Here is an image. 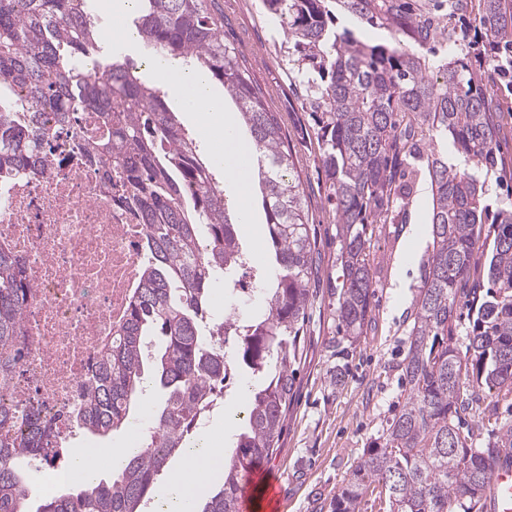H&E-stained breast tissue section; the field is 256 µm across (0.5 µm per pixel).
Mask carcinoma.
I'll return each mask as SVG.
<instances>
[{"instance_id":"obj_1","label":"carcinoma","mask_w":512,"mask_h":512,"mask_svg":"<svg viewBox=\"0 0 512 512\" xmlns=\"http://www.w3.org/2000/svg\"><path fill=\"white\" fill-rule=\"evenodd\" d=\"M210 0H140L134 33L157 60L182 61L224 87L259 153L247 172L266 221L269 271L237 279L243 217L225 207L218 166L169 107L168 90L136 75L126 58L100 55L104 33L87 0H0V179L37 175L35 147L55 124L94 112L106 130L89 149L107 179L119 175L146 229L149 260L117 340L104 355L77 422L104 437L122 428L153 370L162 396L150 438L108 479L45 495L17 467L36 459L49 434L0 397V512H142L158 477L187 447L223 396L226 362L257 377L224 484L193 512H242L250 469L279 448L301 333L317 271L294 146L269 93L224 40ZM293 42L306 104L317 122L327 201L336 215L343 282L340 331L351 343L372 311L375 272L367 233L395 224L412 183L430 181L432 247L409 329L407 401L369 446L330 502L360 512L372 490L390 512H483L489 462L512 451V421L487 448L471 446L461 414L479 392L512 397V199L492 207L479 170L498 166L489 75L512 73V0H261ZM388 33L384 42L336 29V11ZM475 14L484 33L460 44ZM23 92L11 112L16 91ZM466 158L448 163V146ZM249 287L247 313H219L213 290L227 278ZM32 294L21 262L0 245V391L17 368L23 308ZM473 311L468 345L454 340L458 305ZM39 500L30 510L33 499Z\"/></svg>"}]
</instances>
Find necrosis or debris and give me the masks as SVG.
Here are the masks:
<instances>
[{
    "label": "necrosis or debris",
    "mask_w": 512,
    "mask_h": 512,
    "mask_svg": "<svg viewBox=\"0 0 512 512\" xmlns=\"http://www.w3.org/2000/svg\"><path fill=\"white\" fill-rule=\"evenodd\" d=\"M94 120L83 113L41 150L43 177L0 181V242L23 258L33 289L23 311L26 352L6 397L49 427L47 463L63 482L73 474L64 450L80 434L76 414L147 262L135 208L84 158Z\"/></svg>",
    "instance_id": "obj_1"
}]
</instances>
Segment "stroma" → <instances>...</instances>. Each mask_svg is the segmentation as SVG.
<instances>
[{"mask_svg":"<svg viewBox=\"0 0 512 512\" xmlns=\"http://www.w3.org/2000/svg\"><path fill=\"white\" fill-rule=\"evenodd\" d=\"M213 14L226 37L252 55L254 80L270 90L275 109L296 149V166L305 190L309 222L320 261L307 311L303 355L296 372L288 419L272 458L261 464L264 480L275 481L277 512H330L329 502L366 448L388 428L407 392L403 363L408 349L415 298L432 243L427 224L431 189L416 180L399 224H376L369 232L370 258L377 271L371 319L357 342L338 331L335 316L342 282L335 215L326 201L325 176L313 116L302 110L288 89L286 36L261 0H216ZM230 211L247 210L242 244L253 255H265L264 213L249 189L222 181ZM343 381L330 382L334 371ZM247 376L230 381L210 414L209 430L225 432V414H244Z\"/></svg>","mask_w":512,"mask_h":512,"instance_id":"35a3bbf8","label":"stroma"}]
</instances>
